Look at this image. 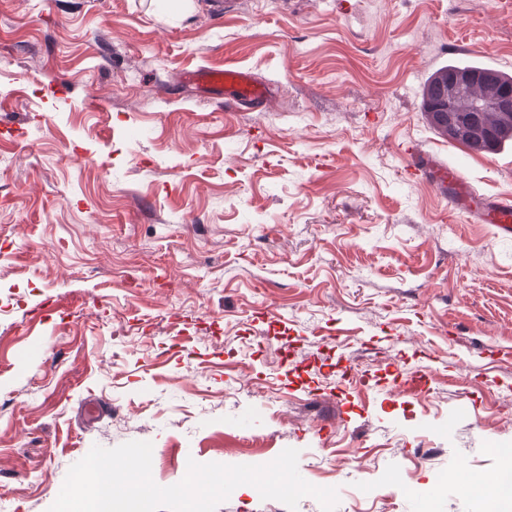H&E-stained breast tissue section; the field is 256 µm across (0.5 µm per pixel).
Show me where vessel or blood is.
Returning a JSON list of instances; mask_svg holds the SVG:
<instances>
[{
	"mask_svg": "<svg viewBox=\"0 0 512 512\" xmlns=\"http://www.w3.org/2000/svg\"><path fill=\"white\" fill-rule=\"evenodd\" d=\"M184 78L198 88L223 95L225 105L235 108H259L270 94L265 81L233 63L189 70ZM405 153L410 159L409 177L434 181L447 192L449 202L459 215L495 225L501 237L512 238V202L479 197L459 168L437 164L411 147L406 148Z\"/></svg>",
	"mask_w": 512,
	"mask_h": 512,
	"instance_id": "obj_1",
	"label": "vessel or blood"
}]
</instances>
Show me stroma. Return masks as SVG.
Returning a JSON list of instances; mask_svg holds the SVG:
<instances>
[{"label":"stroma","mask_w":512,"mask_h":512,"mask_svg":"<svg viewBox=\"0 0 512 512\" xmlns=\"http://www.w3.org/2000/svg\"><path fill=\"white\" fill-rule=\"evenodd\" d=\"M0 0V512L93 445L299 452L336 512H490L512 445V239L407 146L512 198V145L421 112L433 69L512 74V0ZM232 62L258 111L181 81Z\"/></svg>","instance_id":"stroma-1"}]
</instances>
